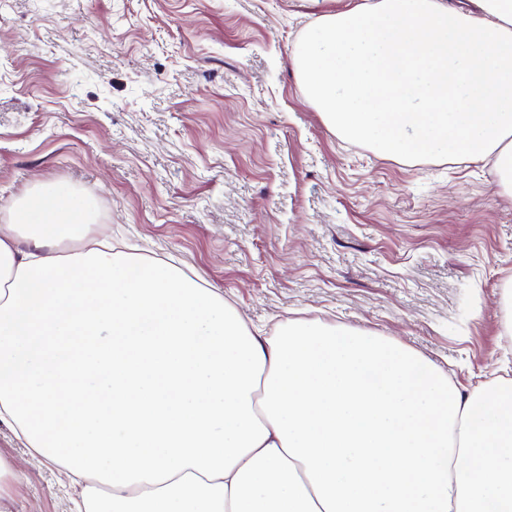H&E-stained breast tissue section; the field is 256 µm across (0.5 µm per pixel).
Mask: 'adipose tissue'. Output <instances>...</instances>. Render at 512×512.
Instances as JSON below:
<instances>
[{"instance_id":"adipose-tissue-1","label":"adipose tissue","mask_w":512,"mask_h":512,"mask_svg":"<svg viewBox=\"0 0 512 512\" xmlns=\"http://www.w3.org/2000/svg\"><path fill=\"white\" fill-rule=\"evenodd\" d=\"M320 7L293 68L337 137L492 161L512 195V0ZM44 183L0 225V421L85 512H512V379L470 391L394 339L270 337L178 267L113 252Z\"/></svg>"}]
</instances>
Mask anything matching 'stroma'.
<instances>
[{"label": "stroma", "instance_id": "1", "mask_svg": "<svg viewBox=\"0 0 512 512\" xmlns=\"http://www.w3.org/2000/svg\"><path fill=\"white\" fill-rule=\"evenodd\" d=\"M307 0H0V224L54 181L116 250L202 279L263 336L290 319L395 339L471 390L512 379V195L489 165L341 140L291 65ZM14 512L80 484L0 422Z\"/></svg>", "mask_w": 512, "mask_h": 512}]
</instances>
